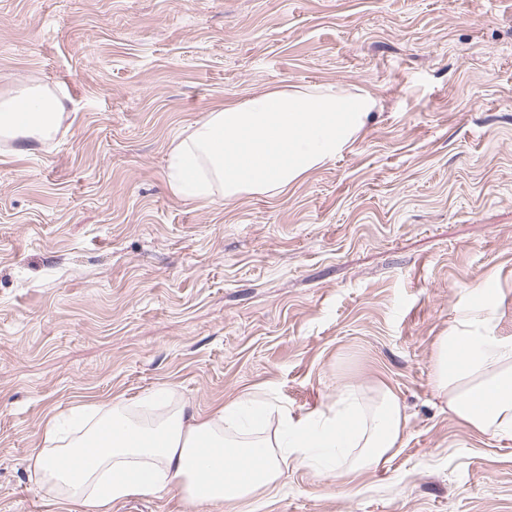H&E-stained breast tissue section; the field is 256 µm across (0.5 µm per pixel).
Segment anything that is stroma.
<instances>
[{"instance_id":"obj_1","label":"stroma","mask_w":512,"mask_h":512,"mask_svg":"<svg viewBox=\"0 0 512 512\" xmlns=\"http://www.w3.org/2000/svg\"><path fill=\"white\" fill-rule=\"evenodd\" d=\"M30 82L69 113L41 152L0 141V512H62L28 461L75 404L166 388L204 415L266 391L301 416L346 381L407 416L385 467L113 512H512V440L430 377L482 299L512 341V0H0V93ZM285 84L376 106L282 195L174 197L173 141Z\"/></svg>"}]
</instances>
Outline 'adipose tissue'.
<instances>
[{"label":"adipose tissue","mask_w":512,"mask_h":512,"mask_svg":"<svg viewBox=\"0 0 512 512\" xmlns=\"http://www.w3.org/2000/svg\"><path fill=\"white\" fill-rule=\"evenodd\" d=\"M376 102L331 85H284L224 103L170 149L169 186L181 199L276 196L355 141ZM66 116L64 97L38 83L0 94V139L16 153L42 146ZM492 301L461 312L438 337L432 382L450 415L491 438L512 439V343L492 336ZM85 433L55 449L56 419L30 458L66 512H112L133 496L178 486L196 507L236 504L277 486L292 466L343 476L388 461L407 424L390 387L343 384L328 411L302 417L252 393L208 417L156 392L120 406L84 404Z\"/></svg>","instance_id":"ef3b65f1"}]
</instances>
